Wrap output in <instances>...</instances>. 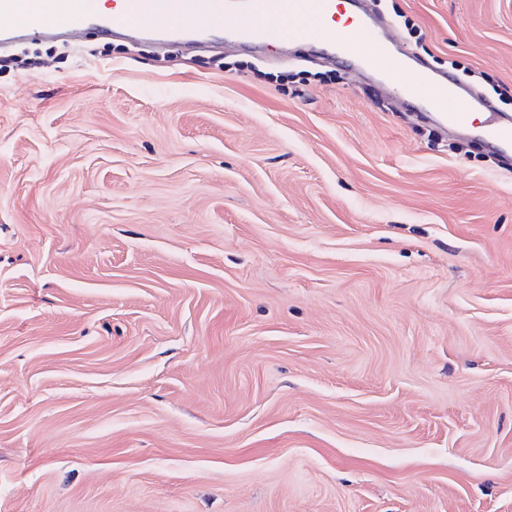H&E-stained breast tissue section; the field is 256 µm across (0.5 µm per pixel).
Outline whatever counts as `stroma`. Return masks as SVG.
<instances>
[{
  "instance_id": "35a3bbf8",
  "label": "stroma",
  "mask_w": 512,
  "mask_h": 512,
  "mask_svg": "<svg viewBox=\"0 0 512 512\" xmlns=\"http://www.w3.org/2000/svg\"><path fill=\"white\" fill-rule=\"evenodd\" d=\"M512 112V0H378ZM0 49V512H512V173L306 45Z\"/></svg>"
}]
</instances>
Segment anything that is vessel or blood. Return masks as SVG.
<instances>
[{"mask_svg": "<svg viewBox=\"0 0 512 512\" xmlns=\"http://www.w3.org/2000/svg\"><path fill=\"white\" fill-rule=\"evenodd\" d=\"M96 26L104 35L148 39L165 45L197 44L222 31L226 40L253 50L315 42L344 63L381 74L400 100H428L441 126L480 136L504 161H512V115L475 103L451 78L411 69L391 47V38L368 0H124L122 11L97 13L91 0H0V44L32 36L77 37Z\"/></svg>", "mask_w": 512, "mask_h": 512, "instance_id": "1", "label": "vessel or blood"}]
</instances>
